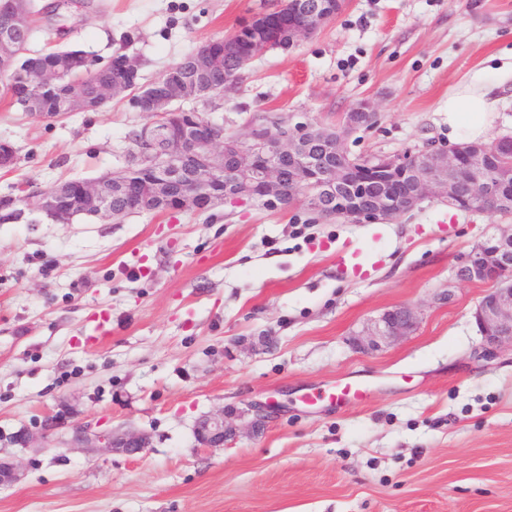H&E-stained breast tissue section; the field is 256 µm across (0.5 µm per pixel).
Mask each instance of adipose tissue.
Here are the masks:
<instances>
[{
  "instance_id": "1",
  "label": "adipose tissue",
  "mask_w": 512,
  "mask_h": 512,
  "mask_svg": "<svg viewBox=\"0 0 512 512\" xmlns=\"http://www.w3.org/2000/svg\"><path fill=\"white\" fill-rule=\"evenodd\" d=\"M512 66L500 69H479L448 94V126L450 130L467 128L473 140H485L488 120L498 110L494 91Z\"/></svg>"
}]
</instances>
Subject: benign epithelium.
<instances>
[{
	"label": "benign epithelium",
	"instance_id": "obj_1",
	"mask_svg": "<svg viewBox=\"0 0 512 512\" xmlns=\"http://www.w3.org/2000/svg\"><path fill=\"white\" fill-rule=\"evenodd\" d=\"M301 9L299 0H272L267 8L255 13L251 25L262 36L239 51L237 71L224 77V91L235 89L242 70L269 51L278 42V34L268 27V16L287 15ZM307 20L288 31L289 49L294 44L314 37L321 28L334 19L336 12L326 11L317 2L304 8ZM22 49L9 39L0 40V69L10 64ZM225 52V39L202 44L194 55L201 65H210ZM29 72L38 84L48 88L54 85L53 68L34 57L28 63ZM197 89L162 76L138 88L133 106L141 112L159 117L168 115L178 101L197 95ZM377 121L374 105L364 102L346 113L343 122L335 127H316L296 123L288 127L267 129L261 134L252 129L245 135L228 134L217 137L210 124L188 117L180 124L181 131L164 147L157 145L154 131L145 132L135 144L134 154L149 167L150 181L146 184L134 176L122 173L128 190L140 202L176 201L179 209L204 211L217 200L230 204H244L256 198L262 203L279 207L285 195L303 200L315 215L329 213L351 224H386L398 216L411 212L429 200L456 207L453 185L448 173L461 163L473 165L482 157V149L445 146L429 152H420L422 166H430L438 174H424L407 163L410 152L397 154H361L353 156L344 147L347 135L369 127ZM319 143L321 154L309 155L308 138ZM473 172V200H482L489 181L480 169ZM110 179L98 182L71 180L54 192L43 195L25 193L21 203L38 207L63 219L76 207L81 211L110 221L121 217L112 211L111 195L106 189ZM512 246V227L502 229L498 244L482 255L480 266H470V258L457 267L456 277L462 282H473L487 272L502 281L499 288L490 289L479 304L475 318L480 327L482 342L477 356L490 359L508 345L512 347V267L502 268V249ZM415 311L406 306H395L371 320L365 332L366 345L379 350L384 345L409 335L416 325ZM53 419L45 423L41 440L47 444L56 441L69 448L96 450L119 449L128 456L143 454L148 440L138 433L116 434L112 431L93 432L75 427L71 438L50 439L56 429ZM228 426L224 410H218L201 419L196 426L197 441L202 448L224 446ZM23 476L13 463L0 461V485L16 482Z\"/></svg>",
	"mask_w": 512,
	"mask_h": 512
}]
</instances>
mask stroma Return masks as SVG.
I'll list each match as a JSON object with an SVG mask.
<instances>
[{
  "label": "stroma",
  "instance_id": "obj_1",
  "mask_svg": "<svg viewBox=\"0 0 512 512\" xmlns=\"http://www.w3.org/2000/svg\"><path fill=\"white\" fill-rule=\"evenodd\" d=\"M258 5L59 0L29 49L124 53L150 83ZM511 62L512 0H348L313 39L256 58L235 91L182 106L244 134L333 127L370 101L376 123L345 147L395 154L451 145L449 91ZM150 122L126 92L47 119L0 98V144L16 156L0 199L124 167ZM506 223L437 201L388 224L318 220L301 201L0 222V459L24 471L0 487V512H512V349L475 361L488 287L454 277ZM349 248L368 277L338 267ZM397 305L415 310L414 331L363 350L370 320ZM100 312L112 333L90 349ZM255 404L278 411L251 431ZM218 409L233 438L198 447L197 422ZM55 414L57 437L86 426L149 446L129 457L12 442Z\"/></svg>",
  "mask_w": 512,
  "mask_h": 512
}]
</instances>
